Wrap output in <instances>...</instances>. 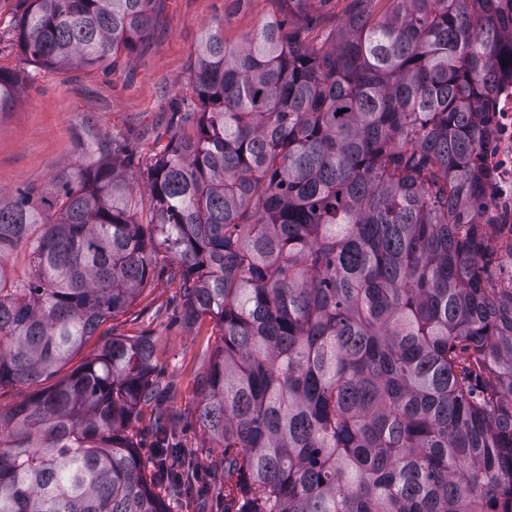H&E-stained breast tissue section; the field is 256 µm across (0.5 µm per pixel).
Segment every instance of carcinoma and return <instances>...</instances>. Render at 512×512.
Segmentation results:
<instances>
[{
    "mask_svg": "<svg viewBox=\"0 0 512 512\" xmlns=\"http://www.w3.org/2000/svg\"><path fill=\"white\" fill-rule=\"evenodd\" d=\"M277 0L238 48L204 30L145 161L93 130L76 181L0 199V512H172L223 475V512H512V289L491 259L475 150L512 78L499 0ZM154 0H31L33 63L135 53ZM22 83L0 71V115ZM138 170L147 201L126 175ZM221 333L195 454L160 404L156 341L114 336L39 387L155 278ZM154 439L143 457L137 437ZM351 8L349 0H336V7L329 12H322L308 31V38L314 42L321 39L324 33L336 29L342 22L345 14Z\"/></svg>",
    "mask_w": 512,
    "mask_h": 512,
    "instance_id": "obj_1",
    "label": "carcinoma"
}]
</instances>
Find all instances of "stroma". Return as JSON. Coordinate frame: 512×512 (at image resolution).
<instances>
[{
	"instance_id": "obj_1",
	"label": "stroma",
	"mask_w": 512,
	"mask_h": 512,
	"mask_svg": "<svg viewBox=\"0 0 512 512\" xmlns=\"http://www.w3.org/2000/svg\"><path fill=\"white\" fill-rule=\"evenodd\" d=\"M25 0H0V70L24 83L10 112L0 116V198L18 190L40 195L69 179L83 156L85 129L123 134L136 154L157 152L173 133L171 112L180 102L207 25L224 23L227 44L241 43L277 10L276 0H155V22L139 50L109 67L43 68L16 44ZM152 336L157 340L161 405L174 441L200 447L196 379L220 342L214 322L191 325L182 317L178 282L155 279L123 314L101 325L60 370L78 369L107 339Z\"/></svg>"
}]
</instances>
